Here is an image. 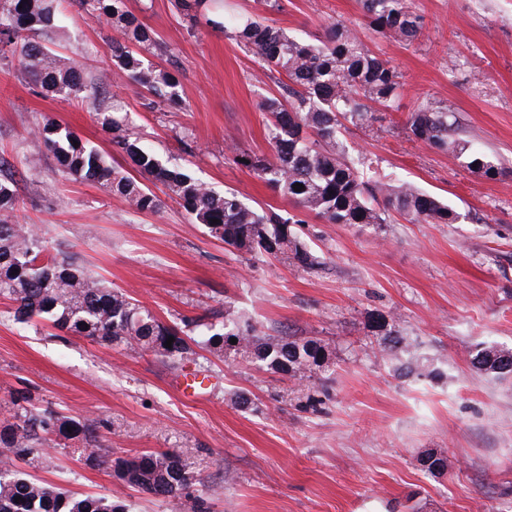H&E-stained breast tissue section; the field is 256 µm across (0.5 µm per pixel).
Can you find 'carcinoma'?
Instances as JSON below:
<instances>
[{"instance_id": "cac0c4a2", "label": "carcinoma", "mask_w": 512, "mask_h": 512, "mask_svg": "<svg viewBox=\"0 0 512 512\" xmlns=\"http://www.w3.org/2000/svg\"><path fill=\"white\" fill-rule=\"evenodd\" d=\"M62 0H0V58L8 59L41 92L77 100L103 114V128L113 152L128 160L131 173L112 166L110 157L82 141L71 128L48 121L35 127L49 156L67 179L94 184L138 213H156L162 200L145 185L160 184L190 219L202 224L211 237L254 258L291 254L302 267L316 257L295 228L304 220L289 212L258 211L232 190H215L190 171L171 166L146 148L123 115L118 98L112 111L101 108L94 83L75 64L67 65L46 45L44 37L60 28ZM215 0H177L191 25L200 20L224 31L258 60L262 74L282 75L281 93L265 96L260 110L267 117L271 153L258 157L233 152V163L263 179L297 210L313 213L327 224H388L392 214L410 223L452 224L459 214L439 198L408 183L364 179L339 138L344 123L370 127L377 112L390 110L402 84L397 70L376 56L354 25L336 20L326 27L322 41L294 37L254 14L230 21L213 15ZM368 25L384 38L409 46L424 28V18L411 0H358ZM77 14L104 22L112 29L109 47L112 71L126 76L152 96L149 108L158 111L180 103V73L158 69L146 55H160L166 47L153 28L127 9L126 0H72ZM416 141L448 153L469 169L504 168L470 142L456 136L448 109L430 101L420 104L405 120ZM304 189L297 192L293 185ZM13 175L0 177V297L14 304L13 317L34 319L62 332L95 343L150 351L174 362L193 360V346L223 351L260 369L283 373L306 386L320 366L322 346L314 340L268 336L256 325L233 319L218 326L208 317L187 322L185 331L160 320L131 295L107 287L73 255L60 247L48 249L35 229L12 219L19 207ZM219 223L214 224L212 220ZM379 318L375 321L378 352L401 377L440 378L430 359L414 343ZM173 339L171 347L166 340ZM237 343H230V339ZM472 366L497 378L512 376V350L482 345L469 350ZM99 426L89 419L64 415L50 407L18 405L15 422L0 426V448L25 460L28 468L43 467V445L52 437L73 442L89 467L107 465L120 471L140 491L164 499L179 498L194 479L191 464L168 451L144 452L132 458L107 461L100 455ZM424 472L437 476L446 460L433 452L420 458ZM110 496H78L25 471L0 470V512H118Z\"/></svg>"}]
</instances>
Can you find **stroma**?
I'll return each instance as SVG.
<instances>
[{"mask_svg":"<svg viewBox=\"0 0 512 512\" xmlns=\"http://www.w3.org/2000/svg\"><path fill=\"white\" fill-rule=\"evenodd\" d=\"M265 10L290 35L321 38L327 24L353 23L368 48L402 77L399 109L342 137L360 168L412 184L451 204L454 224H327L307 215L311 268L280 256L257 260L212 238L171 200L137 213L97 186L66 179L31 128L52 120L109 150L101 117L52 98L0 60V163L17 179L15 219L39 226L48 248L68 243L81 264L168 323L231 314L265 333L326 347L309 386L201 349L211 380L188 400L174 382L185 364L107 347L82 336L13 320L0 299V423L18 392L65 415L91 418L111 457L164 450L188 459L187 495L204 512H512V377L476 371L468 352L485 342L512 349V0H413L426 21L405 47L370 30L357 0H282ZM159 34L180 71L179 106L151 110L129 80L103 96L123 99L129 123L171 163L253 207L289 209L263 180L232 161L233 150L270 152L257 59L206 25L189 28L175 0H127ZM110 29L69 13L51 47L85 71H111ZM424 100L447 108L459 135L501 161L488 179L410 140L405 117ZM398 314L399 327L441 378H400L371 346L370 323ZM247 395L249 404L237 401ZM318 409H311V401ZM444 455V476L420 455ZM40 479L83 495H109L127 512H190L91 468L65 441L47 446Z\"/></svg>","mask_w":512,"mask_h":512,"instance_id":"stroma-1","label":"stroma"}]
</instances>
